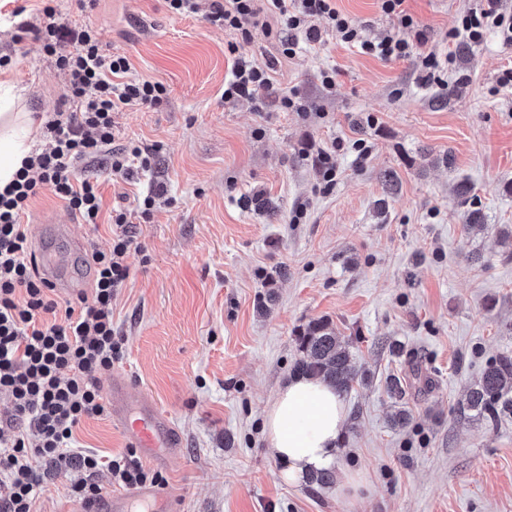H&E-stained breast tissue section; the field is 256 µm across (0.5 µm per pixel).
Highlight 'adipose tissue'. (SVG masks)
<instances>
[{
	"instance_id": "ef3b65f1",
	"label": "adipose tissue",
	"mask_w": 512,
	"mask_h": 512,
	"mask_svg": "<svg viewBox=\"0 0 512 512\" xmlns=\"http://www.w3.org/2000/svg\"><path fill=\"white\" fill-rule=\"evenodd\" d=\"M15 106L12 84L0 81V188L13 179L38 135ZM346 418L341 394L323 380L294 375L279 386L264 410V432L289 482L300 483L312 471L334 467L341 492L359 497L366 487L362 476L337 466Z\"/></svg>"
}]
</instances>
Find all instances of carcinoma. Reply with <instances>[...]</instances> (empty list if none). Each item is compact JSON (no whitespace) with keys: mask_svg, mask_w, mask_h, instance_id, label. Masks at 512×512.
<instances>
[{"mask_svg":"<svg viewBox=\"0 0 512 512\" xmlns=\"http://www.w3.org/2000/svg\"><path fill=\"white\" fill-rule=\"evenodd\" d=\"M301 357L293 366L298 375L320 378L340 392L349 391L358 380L351 364L352 341L336 336L326 320L310 322L297 338ZM465 409L494 424L512 415V358L490 364L470 389Z\"/></svg>","mask_w":512,"mask_h":512,"instance_id":"cac0c4a2","label":"carcinoma"}]
</instances>
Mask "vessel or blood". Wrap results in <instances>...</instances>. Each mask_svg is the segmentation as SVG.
Here are the masks:
<instances>
[{"label": "vessel or blood", "mask_w": 512, "mask_h": 512, "mask_svg": "<svg viewBox=\"0 0 512 512\" xmlns=\"http://www.w3.org/2000/svg\"><path fill=\"white\" fill-rule=\"evenodd\" d=\"M40 266L47 273L49 282L56 287L67 284L73 277L68 261L44 253ZM112 407V417L122 429L128 444L139 448L146 460H156L162 452L173 451L181 445V436L169 417L146 396H132L128 386L119 380L113 381L107 391ZM141 499L148 503V512H167L168 496L145 490L113 498L112 512H130V502Z\"/></svg>", "instance_id": "vessel-or-blood-1"}]
</instances>
